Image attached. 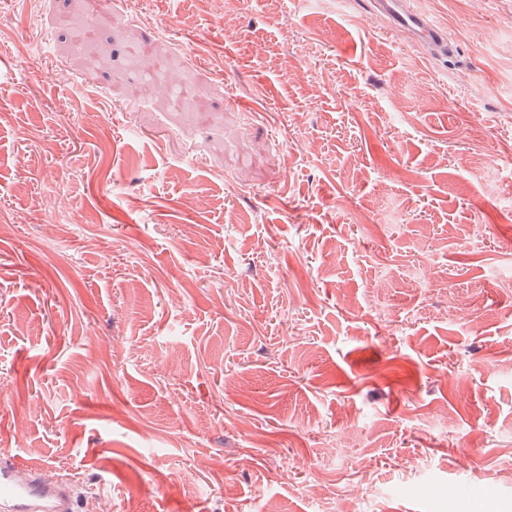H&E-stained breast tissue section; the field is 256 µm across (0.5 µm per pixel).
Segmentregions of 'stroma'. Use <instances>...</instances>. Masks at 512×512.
<instances>
[{"label":"stroma","instance_id":"35a3bbf8","mask_svg":"<svg viewBox=\"0 0 512 512\" xmlns=\"http://www.w3.org/2000/svg\"><path fill=\"white\" fill-rule=\"evenodd\" d=\"M419 5L452 56L371 0H0V451L112 512H512V0Z\"/></svg>","mask_w":512,"mask_h":512}]
</instances>
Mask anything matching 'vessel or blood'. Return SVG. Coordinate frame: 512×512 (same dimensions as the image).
<instances>
[{
  "instance_id": "vessel-or-blood-1",
  "label": "vessel or blood",
  "mask_w": 512,
  "mask_h": 512,
  "mask_svg": "<svg viewBox=\"0 0 512 512\" xmlns=\"http://www.w3.org/2000/svg\"><path fill=\"white\" fill-rule=\"evenodd\" d=\"M390 27L410 33L437 52L448 49L446 29L422 11L416 0H375ZM75 495L62 476L0 456V512H75Z\"/></svg>"
}]
</instances>
